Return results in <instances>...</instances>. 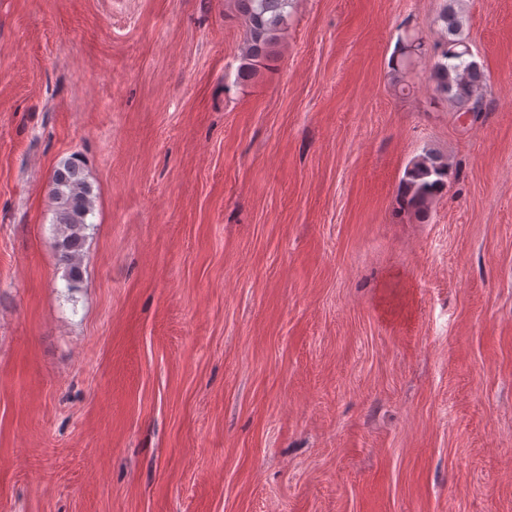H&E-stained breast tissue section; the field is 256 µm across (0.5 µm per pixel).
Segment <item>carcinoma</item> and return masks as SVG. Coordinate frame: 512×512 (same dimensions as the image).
<instances>
[{"instance_id": "carcinoma-1", "label": "carcinoma", "mask_w": 512, "mask_h": 512, "mask_svg": "<svg viewBox=\"0 0 512 512\" xmlns=\"http://www.w3.org/2000/svg\"><path fill=\"white\" fill-rule=\"evenodd\" d=\"M248 20V35L241 54L238 79L248 81L256 76V63L270 56L278 33L286 21L285 9L290 0H237ZM447 33L436 48L429 75L436 92L456 104L465 114L482 110L479 92L484 82L482 66L474 59L468 42L461 36V23L452 2H447L439 15ZM422 52V44L409 38L403 42L395 66ZM448 163L441 157L426 153L414 159L401 183L403 203L424 209L444 188ZM51 197L55 203L56 247L65 277L74 282L81 274V252L93 210L91 187L81 176L80 165L73 159L56 169L52 177Z\"/></svg>"}]
</instances>
